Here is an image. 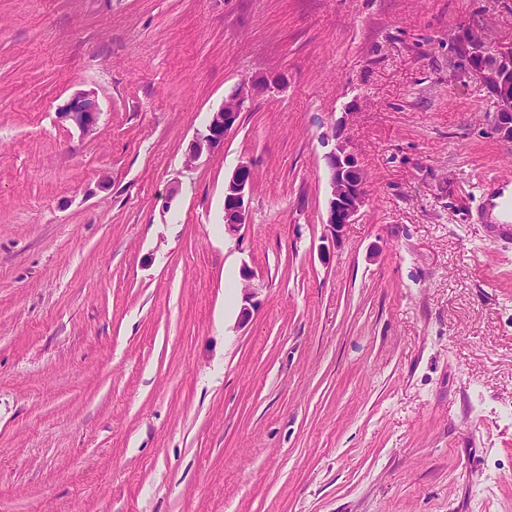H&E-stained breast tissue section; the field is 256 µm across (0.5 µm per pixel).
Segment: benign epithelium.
<instances>
[{
	"instance_id": "obj_1",
	"label": "benign epithelium",
	"mask_w": 512,
	"mask_h": 512,
	"mask_svg": "<svg viewBox=\"0 0 512 512\" xmlns=\"http://www.w3.org/2000/svg\"><path fill=\"white\" fill-rule=\"evenodd\" d=\"M460 54L469 62V74L494 91L504 108L512 107V49L488 50L485 41L471 31L459 45ZM287 80L284 72L243 82L224 97L221 105L210 113L207 124L196 132L186 153V164L192 166L203 155L224 146V139L240 122L246 103L254 94ZM62 117L72 121L82 132L89 134L96 128L98 107L87 94L74 96ZM329 171V197L323 224L332 238L355 222L366 201V175L357 157L349 150L348 141L337 137L334 148L326 156ZM252 184L251 164H240L224 182V233L237 235L247 224L249 193Z\"/></svg>"
}]
</instances>
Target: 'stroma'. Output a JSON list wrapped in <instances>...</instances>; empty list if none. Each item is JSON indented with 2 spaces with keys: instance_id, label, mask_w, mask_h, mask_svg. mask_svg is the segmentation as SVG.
<instances>
[{
  "instance_id": "1",
  "label": "stroma",
  "mask_w": 512,
  "mask_h": 512,
  "mask_svg": "<svg viewBox=\"0 0 512 512\" xmlns=\"http://www.w3.org/2000/svg\"><path fill=\"white\" fill-rule=\"evenodd\" d=\"M469 29L512 47V0H0V512H512V144ZM287 80L285 72H275L266 77L242 82L230 94L225 96L221 105L210 112L207 124L198 130L189 144L186 153V164H195L204 154H211L224 145L226 136L240 122L246 103L256 92L263 91L273 85H281ZM98 107L88 94H78L67 104L62 117L72 121L83 133L89 134L96 128ZM337 139L334 148L326 156L329 171V197L323 224L331 231L333 241L342 229L355 222L366 201V175L357 157L349 150L348 141L333 134ZM252 184L250 163H241L224 182V234L238 235L248 222Z\"/></svg>"
}]
</instances>
